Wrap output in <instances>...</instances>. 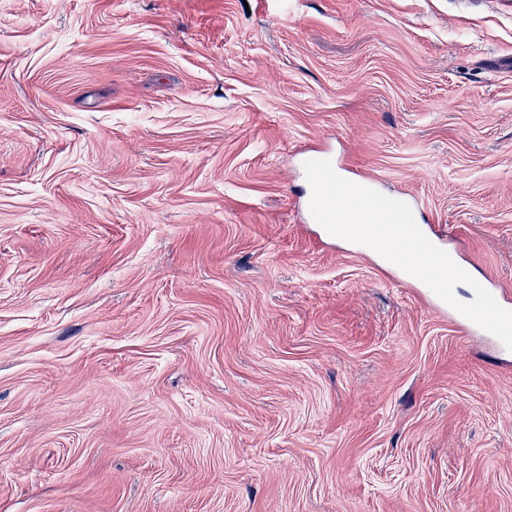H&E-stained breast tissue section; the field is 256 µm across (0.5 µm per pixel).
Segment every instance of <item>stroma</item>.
<instances>
[{"label": "stroma", "instance_id": "stroma-1", "mask_svg": "<svg viewBox=\"0 0 512 512\" xmlns=\"http://www.w3.org/2000/svg\"><path fill=\"white\" fill-rule=\"evenodd\" d=\"M0 512H512V351L301 222V151L512 302V0H0Z\"/></svg>", "mask_w": 512, "mask_h": 512}]
</instances>
